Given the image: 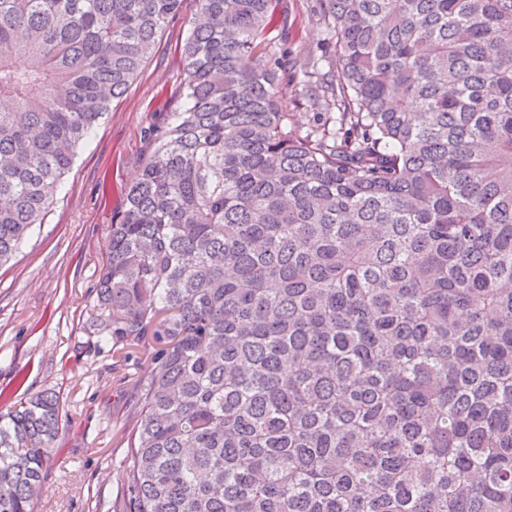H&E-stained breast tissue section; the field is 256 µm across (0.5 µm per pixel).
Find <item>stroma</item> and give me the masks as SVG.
Here are the masks:
<instances>
[{"label": "stroma", "mask_w": 512, "mask_h": 512, "mask_svg": "<svg viewBox=\"0 0 512 512\" xmlns=\"http://www.w3.org/2000/svg\"><path fill=\"white\" fill-rule=\"evenodd\" d=\"M314 5L288 0L284 38L296 61L288 109L304 129L315 111L303 66L328 51ZM195 11L196 0H184L138 78L79 147L44 222L0 265V412L46 389L63 405L36 512H113L120 498L138 367L111 341L94 339L98 271L122 188L137 177L163 112L184 103L180 50Z\"/></svg>", "instance_id": "1"}]
</instances>
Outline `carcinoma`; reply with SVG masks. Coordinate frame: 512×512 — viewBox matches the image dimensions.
Wrapping results in <instances>:
<instances>
[{
    "instance_id": "obj_1",
    "label": "carcinoma",
    "mask_w": 512,
    "mask_h": 512,
    "mask_svg": "<svg viewBox=\"0 0 512 512\" xmlns=\"http://www.w3.org/2000/svg\"><path fill=\"white\" fill-rule=\"evenodd\" d=\"M183 0H0V263ZM198 0L184 105L122 190L104 329L141 365L119 512H512V0ZM59 394L0 413L34 512ZM314 5L315 0H288V34L284 38L285 47L296 61V67L292 69L295 77H290L288 82V112H293L295 122L303 130L315 125L316 112H324L313 109L305 96L303 66L309 54L333 55V47L325 44L326 34L319 24Z\"/></svg>"
}]
</instances>
